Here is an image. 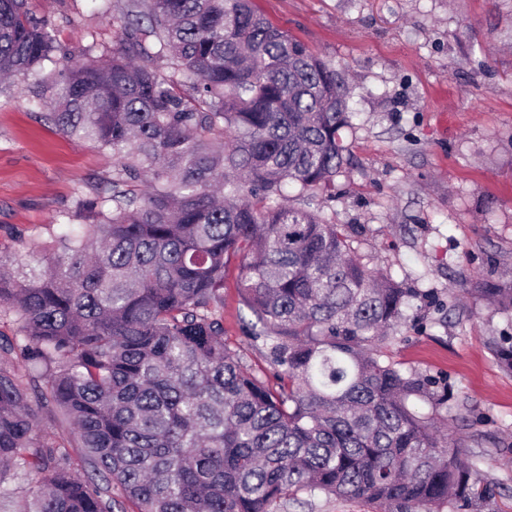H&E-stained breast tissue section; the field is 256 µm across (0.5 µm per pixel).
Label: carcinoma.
<instances>
[{
	"instance_id": "1",
	"label": "carcinoma",
	"mask_w": 512,
	"mask_h": 512,
	"mask_svg": "<svg viewBox=\"0 0 512 512\" xmlns=\"http://www.w3.org/2000/svg\"><path fill=\"white\" fill-rule=\"evenodd\" d=\"M113 22L112 51L75 60L28 0H0V80L33 79L59 131L114 159L88 223L0 262V509L274 512L307 493L480 512L445 390L374 352L426 297L367 270L354 225L282 201L342 168L336 69L253 0H128ZM234 258L274 387L224 341ZM481 292L512 310L511 288ZM489 346L512 372V343Z\"/></svg>"
}]
</instances>
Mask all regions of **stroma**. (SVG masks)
<instances>
[{
	"label": "stroma",
	"instance_id": "obj_1",
	"mask_svg": "<svg viewBox=\"0 0 512 512\" xmlns=\"http://www.w3.org/2000/svg\"><path fill=\"white\" fill-rule=\"evenodd\" d=\"M126 0H29L73 57L112 47ZM259 13L331 62L352 108L346 164L314 209L356 224L350 247L371 271L430 299L408 312L383 360L440 378L448 426L495 485L483 512H512V373L489 337L512 336V311L479 289L512 285V0H254ZM29 81L0 87V259L49 247L78 199L112 180L110 153L49 124ZM237 267L224 282V340L267 364L242 327ZM284 512H383L381 505L298 494Z\"/></svg>",
	"mask_w": 512,
	"mask_h": 512
}]
</instances>
